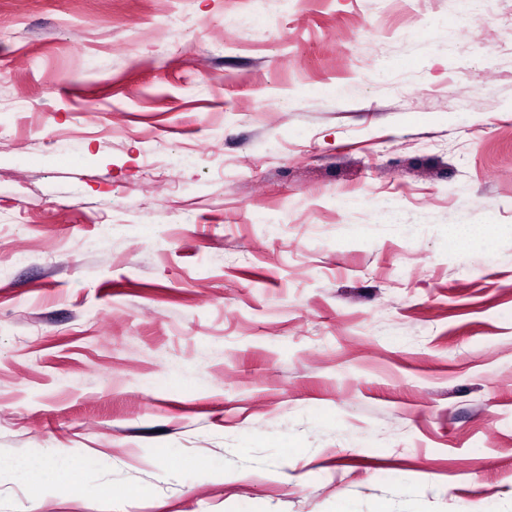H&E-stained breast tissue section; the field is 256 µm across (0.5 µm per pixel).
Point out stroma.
Masks as SVG:
<instances>
[{
	"label": "stroma",
	"instance_id": "35a3bbf8",
	"mask_svg": "<svg viewBox=\"0 0 512 512\" xmlns=\"http://www.w3.org/2000/svg\"><path fill=\"white\" fill-rule=\"evenodd\" d=\"M172 7L0 0V512H512V0ZM29 473L36 487L64 485L72 490L79 488V470L74 461L60 460L50 466L30 470Z\"/></svg>",
	"mask_w": 512,
	"mask_h": 512
}]
</instances>
